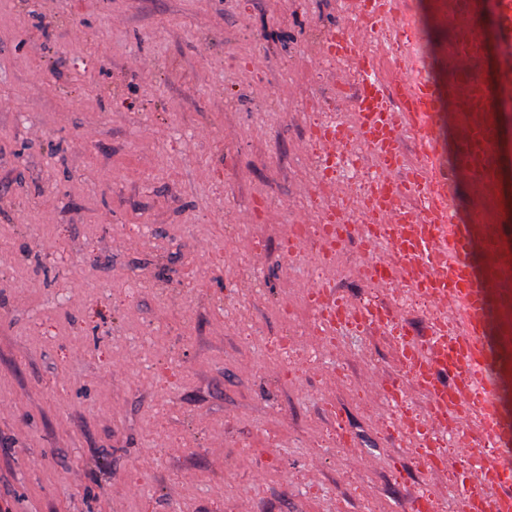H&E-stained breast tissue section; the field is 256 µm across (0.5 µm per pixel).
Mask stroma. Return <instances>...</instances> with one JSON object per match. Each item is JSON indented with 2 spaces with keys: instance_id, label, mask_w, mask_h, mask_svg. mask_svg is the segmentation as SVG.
<instances>
[{
  "instance_id": "1",
  "label": "stroma",
  "mask_w": 512,
  "mask_h": 512,
  "mask_svg": "<svg viewBox=\"0 0 512 512\" xmlns=\"http://www.w3.org/2000/svg\"><path fill=\"white\" fill-rule=\"evenodd\" d=\"M426 74L454 28L403 0ZM494 5L476 80L505 61ZM341 0H0V504L12 512H455L469 447L425 470L368 389L430 308L365 279L359 232L315 223L314 122ZM395 322L282 347L311 285ZM354 222L351 214L342 211L336 205V208H330L321 214L319 223H324L323 228L316 224H296L293 226V237L305 238V241L320 244L323 235V251L327 254L335 253L347 236L352 226L350 224Z\"/></svg>"
}]
</instances>
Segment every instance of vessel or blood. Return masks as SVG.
Segmentation results:
<instances>
[{"instance_id":"b4317fda","label":"vessel or blood","mask_w":512,"mask_h":512,"mask_svg":"<svg viewBox=\"0 0 512 512\" xmlns=\"http://www.w3.org/2000/svg\"><path fill=\"white\" fill-rule=\"evenodd\" d=\"M397 0H349L351 27L332 32L323 41L320 57L339 59L353 66L352 91L347 100L357 121L355 132L378 161L375 182L388 191L382 204L364 212L362 235L371 253L365 264L368 275L380 284L398 287L394 272L399 265L418 263L429 274L411 281L409 288L434 298L454 297L461 304V329L449 334L438 322L431 323L428 336L416 339L401 331V365L411 373L412 387L429 400V416L442 420L439 436H432L423 418H416L412 436L419 449L417 461L425 467L436 463L437 440L462 442L469 432L471 413L481 417L484 431L496 446L512 439V425L501 418L497 408L498 373L512 371V246L503 235L499 217L502 192V128L498 121L503 97L512 94V70L499 72L488 91H477L469 76L475 56L483 53V32L467 28L448 52V64L458 78L443 87L423 74L421 64L401 70L387 79L377 56L365 49V42L385 35L401 44L417 40L412 25L393 26ZM495 25L503 39L505 54H512V0H496ZM451 100L458 115L456 134L463 144L454 173L473 182L480 198L479 208L468 221H459L450 205L451 182L437 165L436 119L444 100ZM322 147L319 170L323 180L335 181L336 163L341 159V129L335 120L323 123L314 133ZM413 141L420 160L410 164L406 141ZM420 202L418 212L402 208L401 197ZM323 250L335 252L355 219L340 208L320 216ZM388 245L385 257L373 255L377 243ZM481 245L484 263L474 267L469 255ZM318 330L332 336L346 326L390 323L394 314L387 307H367L352 313L339 302L332 288H309ZM495 332L494 344H487L488 332ZM376 392L397 409L411 404L395 382L380 380ZM512 487V467L491 456L466 461L462 494L457 512H502V500L480 493V486Z\"/></svg>"}]
</instances>
